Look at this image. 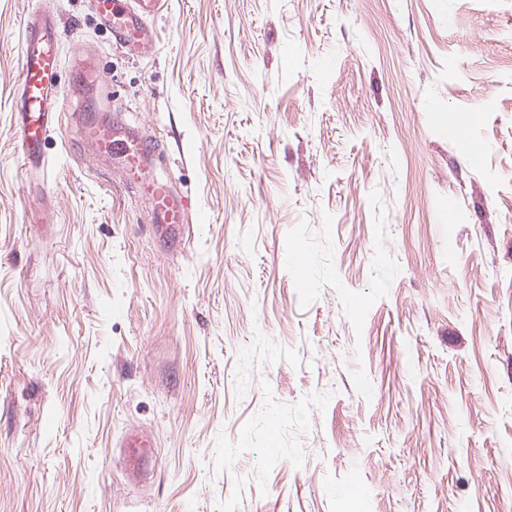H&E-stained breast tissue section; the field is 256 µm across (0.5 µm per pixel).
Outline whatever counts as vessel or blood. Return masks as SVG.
<instances>
[{"instance_id": "vessel-or-blood-1", "label": "vessel or blood", "mask_w": 512, "mask_h": 512, "mask_svg": "<svg viewBox=\"0 0 512 512\" xmlns=\"http://www.w3.org/2000/svg\"><path fill=\"white\" fill-rule=\"evenodd\" d=\"M103 25L112 32V43L129 52H141L154 41L153 22L166 8V0H92ZM23 56L16 89V130L20 152L28 168L41 162L42 146L54 125L57 112L60 69L63 58L60 35L51 14L31 16L23 30ZM80 86L101 89L108 78L91 58L76 64ZM85 147L112 158L125 186L136 189L149 206L160 237L181 240L187 229L186 205L182 197L153 171L155 144L128 128L120 116L73 115ZM120 446L128 469L136 477L154 471L157 455L152 434L130 428Z\"/></svg>"}]
</instances>
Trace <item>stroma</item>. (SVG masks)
<instances>
[{
  "label": "stroma",
  "mask_w": 512,
  "mask_h": 512,
  "mask_svg": "<svg viewBox=\"0 0 512 512\" xmlns=\"http://www.w3.org/2000/svg\"><path fill=\"white\" fill-rule=\"evenodd\" d=\"M43 7L160 144L186 242L80 143L69 70L27 170ZM154 28L131 55L91 0H0V512H512V0H167ZM122 448L128 469L139 480L154 471L157 455L152 434L144 429L130 428L122 437Z\"/></svg>",
  "instance_id": "stroma-1"
}]
</instances>
